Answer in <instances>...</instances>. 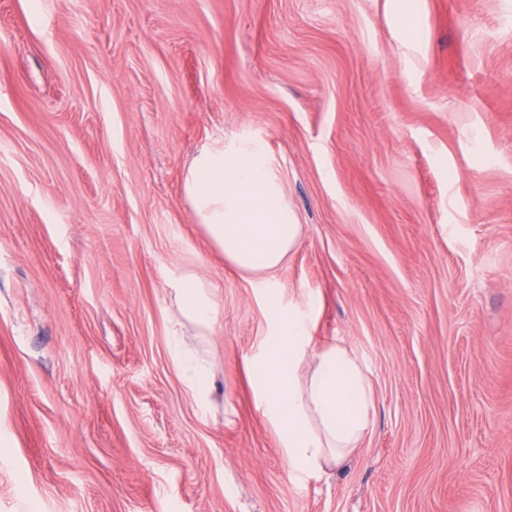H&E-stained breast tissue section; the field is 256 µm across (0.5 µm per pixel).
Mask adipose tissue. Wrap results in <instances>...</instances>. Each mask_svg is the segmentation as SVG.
I'll return each instance as SVG.
<instances>
[{
  "instance_id": "ef3b65f1",
  "label": "adipose tissue",
  "mask_w": 512,
  "mask_h": 512,
  "mask_svg": "<svg viewBox=\"0 0 512 512\" xmlns=\"http://www.w3.org/2000/svg\"><path fill=\"white\" fill-rule=\"evenodd\" d=\"M183 195L207 242L242 274H264L297 247L301 226L289 208L278 169L257 139L202 145L185 169ZM174 328L194 325L209 335L218 306L194 275L167 279ZM277 333L254 362L265 418L276 430L293 473L315 475L343 467L372 422L373 392L358 355L340 344H314L307 322L287 311L278 293L267 296ZM171 359L192 399H209L208 366L181 343Z\"/></svg>"
}]
</instances>
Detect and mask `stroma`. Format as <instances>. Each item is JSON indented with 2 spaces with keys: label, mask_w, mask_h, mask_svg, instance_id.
<instances>
[{
  "label": "stroma",
  "mask_w": 512,
  "mask_h": 512,
  "mask_svg": "<svg viewBox=\"0 0 512 512\" xmlns=\"http://www.w3.org/2000/svg\"><path fill=\"white\" fill-rule=\"evenodd\" d=\"M233 138L302 226L266 278L182 193ZM172 271L216 288L204 409ZM270 289L362 359L343 469L256 406ZM0 512H512V0H0Z\"/></svg>",
  "instance_id": "1"
}]
</instances>
